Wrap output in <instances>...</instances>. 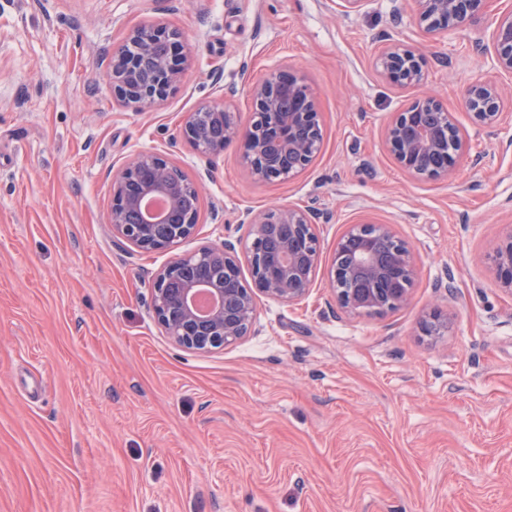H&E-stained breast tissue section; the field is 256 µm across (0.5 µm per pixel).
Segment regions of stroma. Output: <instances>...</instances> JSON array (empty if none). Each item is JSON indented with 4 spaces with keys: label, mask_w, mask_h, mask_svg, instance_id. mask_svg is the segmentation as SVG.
I'll list each match as a JSON object with an SVG mask.
<instances>
[{
    "label": "stroma",
    "mask_w": 512,
    "mask_h": 512,
    "mask_svg": "<svg viewBox=\"0 0 512 512\" xmlns=\"http://www.w3.org/2000/svg\"><path fill=\"white\" fill-rule=\"evenodd\" d=\"M466 29L425 35L414 0H0V512H512V295L488 257L512 226V107L493 126L467 87L512 78ZM139 26L184 35L190 63L158 104L119 106L100 81ZM393 43L425 60L403 89L376 66ZM285 68L318 100L321 151L260 184L238 147L205 157L181 119ZM436 97L463 131L448 179L407 174L383 128ZM158 151L201 191L179 253L250 240L246 211L297 204L320 264L294 304L260 298L255 332L221 351L153 319L165 253L112 236V175ZM393 225L417 260L409 303L383 316L329 305L349 225ZM451 319L428 336L431 313Z\"/></svg>",
    "instance_id": "stroma-1"
}]
</instances>
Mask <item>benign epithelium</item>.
<instances>
[{
	"mask_svg": "<svg viewBox=\"0 0 512 512\" xmlns=\"http://www.w3.org/2000/svg\"><path fill=\"white\" fill-rule=\"evenodd\" d=\"M420 28L438 35L475 19L483 0H416ZM490 52L495 68L512 76V9L492 21ZM182 44L177 31L152 28L133 30L112 49L107 79L112 95L123 106H144L163 99L181 82ZM377 64L383 77L397 87H416L424 79L422 58L399 45L381 49ZM254 111L241 124L224 104L206 105L183 119L182 133L203 156H217L229 146L239 147L248 174L260 183L284 181L304 171L321 150V129L314 89L301 77L276 70L248 85ZM501 88L477 82L467 89L466 105L487 125L499 121L505 104ZM439 108L434 125L424 122V110ZM455 124L432 96L416 98L385 126L388 152L409 174L446 178L456 160L443 169L432 160L454 134ZM159 196L163 211L144 209L145 201ZM201 197L196 185L165 156L138 153L112 176V235L141 253L165 252L195 237L199 230ZM244 223L252 239L243 255L229 241L207 245L167 261L153 273L152 312L155 322L178 346L209 352L233 345L251 334L257 315V296L296 303L315 283L320 241L309 210L296 205L277 206L261 213L246 211ZM362 244L349 263L332 262L328 272L331 297L341 310L353 315H385L407 304L418 276L410 246L390 224H352L338 239L341 251L349 239ZM496 280L512 295V230L490 257ZM247 266L252 283L241 267ZM201 289L213 306L207 313L195 305Z\"/></svg>",
	"mask_w": 512,
	"mask_h": 512,
	"instance_id": "obj_1",
	"label": "benign epithelium"
}]
</instances>
